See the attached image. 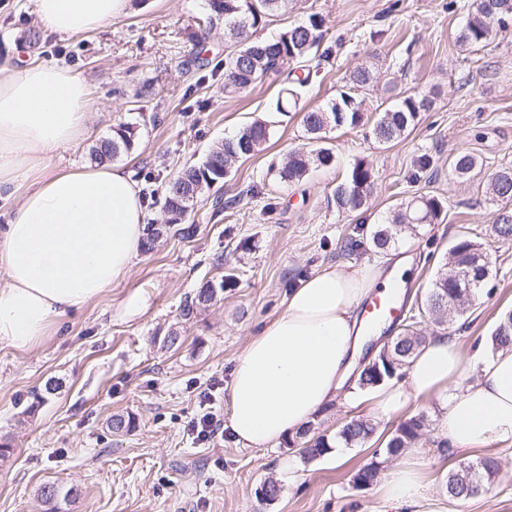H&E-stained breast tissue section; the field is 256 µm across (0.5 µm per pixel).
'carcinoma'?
I'll return each instance as SVG.
<instances>
[{
    "instance_id": "cac0c4a2",
    "label": "carcinoma",
    "mask_w": 512,
    "mask_h": 512,
    "mask_svg": "<svg viewBox=\"0 0 512 512\" xmlns=\"http://www.w3.org/2000/svg\"><path fill=\"white\" fill-rule=\"evenodd\" d=\"M294 0H207L208 23H224L226 30L237 40L238 48L224 54V91L241 92L264 82L270 77H284V87L272 104V111L282 115L297 107L301 92L310 85V75L296 74V64L312 58H324L329 49H320L324 40L323 19L317 13L278 33L269 40L252 41L249 32L266 26L269 18L286 13L293 8ZM512 22V0H473L467 12L465 23L456 34V42L462 49H470L492 39L499 30ZM378 76L368 67H357L345 77V83L336 98L323 106L302 113V123L316 148L308 154L290 153L285 161L274 163L269 172L280 183L302 181L310 166H329L334 161L333 152L323 145L327 131L336 128L367 129V135L376 142L388 145L405 136L415 128L421 113L430 109L432 100L427 95L397 94L374 121L366 119L365 99L360 92L372 86ZM272 136V125L265 120H255L236 134L216 143L199 164L185 165L176 170L163 191L165 224L158 228L147 225L144 251L153 250L160 232L171 229L184 238L193 234L192 227H184L188 212L194 200L204 189L224 181L230 174L233 162L261 152ZM135 144V127L121 123L113 129L112 137L101 140L90 150V158L104 163L122 152H129ZM454 173L465 179L478 167L477 158L471 153H460L451 162ZM375 178L370 165L359 160L331 194V204L339 213H353L360 210L373 192ZM487 193L491 200L500 204L493 221L497 236L512 237V167L496 170L489 178ZM444 211V201L436 195L425 194L399 205L391 212L387 221L372 227L366 237L376 251H384L399 242L405 233L416 235L418 228L437 223ZM448 265L469 275L472 281L471 297L483 289L489 275L488 257L480 244L468 236H461L448 253ZM233 282V274L221 278L218 286L209 283L201 286L194 295L185 298L181 317L185 320L197 310L209 305L218 293ZM453 286L448 274H441L432 282V288L425 297L418 317H428L435 325L446 329L455 327L464 318V313L454 307L451 296ZM426 337L409 324L390 341L385 357L379 359L382 374L391 369L395 372L409 363L417 348ZM492 349L512 348V312L501 316L491 335ZM380 378L372 368L364 367L358 373L356 387L365 393L388 382ZM427 417L423 413L410 415L401 420L387 440L386 454H397L412 447L424 434ZM375 424L361 416L345 421L336 432V439L348 447L363 445L372 437ZM299 455L305 462H312L329 454L332 448L330 436L316 431L314 425L296 435ZM475 470L477 482L489 488L500 472L499 458L486 454L476 461L461 460L449 470L444 490L448 499L465 502L479 496L469 487V471ZM381 462L373 460L360 467L353 480L364 482L369 487L377 482ZM40 496L47 505V512H59L60 502L68 498L59 488L51 485L40 490Z\"/></svg>"
}]
</instances>
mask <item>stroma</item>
Instances as JSON below:
<instances>
[{
	"label": "stroma",
	"mask_w": 512,
	"mask_h": 512,
	"mask_svg": "<svg viewBox=\"0 0 512 512\" xmlns=\"http://www.w3.org/2000/svg\"><path fill=\"white\" fill-rule=\"evenodd\" d=\"M471 2L297 0L292 12L269 20L267 36L311 13L324 20L332 53L312 76L306 107L329 102L345 73L360 66L382 78L365 92L371 110L387 101L388 80L411 93L440 91L433 109L400 141L382 145L361 128L331 130L326 145L335 163L310 169L302 182L276 185L267 178L269 164L312 145L298 114L270 116L280 82L223 92L212 67L234 44L223 24L200 31L207 0H129L126 16L63 39L41 29L36 0H0V65L43 60L73 69L89 85L90 133L54 157L52 168L89 163L92 146L118 124L131 123L135 147L114 162L146 193L162 189L173 171L201 162L215 142L253 120L275 122L264 151L236 161L227 181L199 196L186 218L193 237L165 234L111 290L54 318L32 349L0 343V438L13 448L0 461V512H45L40 489L47 484L70 490L61 512H380L378 486L359 488L352 480L364 464L384 460L396 426L374 419L371 395L357 403L338 398L314 422L331 435L360 415L374 419V436L349 448L342 461L300 464L293 482L280 470L283 458L298 454L291 440L272 448H244L228 436L202 444L189 423L208 411L227 417L234 360L262 323L283 311L289 290L321 266L372 262L368 247L348 246L355 227L382 222L412 196H439L445 209L441 222L402 241L412 257L401 289L407 305L424 299L465 233L489 256V293L473 301L469 325L455 338L466 349L489 343L498 317L512 310V239L495 234L496 207L487 195L490 174L512 166V26L486 46L461 51L456 32ZM33 30L40 37L34 46ZM460 152L483 162L466 179L455 178L449 165ZM422 156L430 160L423 172L416 167ZM361 159L374 170L373 193L362 210L337 213L328 196ZM218 197L220 210L213 205ZM225 272L233 273L234 286L182 320L186 296ZM172 327L182 343L169 349L161 338ZM50 381L56 389L49 394ZM37 393L42 402L26 414ZM441 410L437 396L406 409L430 422L418 443L426 496L448 512H512V440L469 454L499 457L501 471L489 493L447 501L442 485L455 459L441 452L435 436ZM116 414L132 417V428L113 433ZM270 478L284 490L267 505L257 490Z\"/></svg>",
	"instance_id": "stroma-1"
}]
</instances>
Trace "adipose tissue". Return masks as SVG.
Segmentation results:
<instances>
[{"instance_id":"adipose-tissue-1","label":"adipose tissue","mask_w":512,"mask_h":512,"mask_svg":"<svg viewBox=\"0 0 512 512\" xmlns=\"http://www.w3.org/2000/svg\"><path fill=\"white\" fill-rule=\"evenodd\" d=\"M128 0H37L41 26L70 36L124 14ZM89 87L68 67L0 68V199L13 200L0 226V342L20 351L46 336L53 318L102 296L127 274L146 237L140 190L130 173L104 163L59 171L49 161L89 132ZM409 258L387 250L360 266L326 265L301 280L284 310L236 358L227 427L246 448H270L335 402L361 354L358 308L400 284ZM478 379L459 387L467 361ZM442 397L436 427L454 455L512 439V350L464 355L457 339L431 336L409 360L402 384L376 394L389 419L410 400ZM418 449L407 451L381 484L394 512H436L425 494Z\"/></svg>"}]
</instances>
